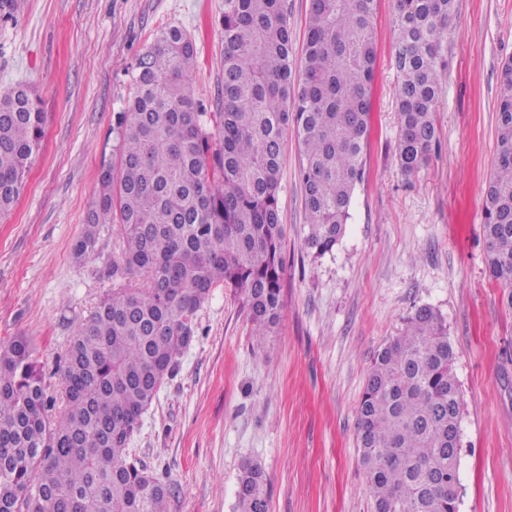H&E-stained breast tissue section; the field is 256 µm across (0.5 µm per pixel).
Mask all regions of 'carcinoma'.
<instances>
[{"mask_svg": "<svg viewBox=\"0 0 512 512\" xmlns=\"http://www.w3.org/2000/svg\"><path fill=\"white\" fill-rule=\"evenodd\" d=\"M454 0H395L397 163L410 177L438 135L442 42ZM377 0H310L299 83L292 80L287 0H224V111L190 93L194 47L179 26L157 31L131 71L134 94L116 113V161L74 244L82 256L100 226L119 224L114 288L73 336L64 366L67 410L49 414L28 339L0 348V512H169L170 490L128 445L179 356L194 316L224 286L254 336L281 310L283 135L301 143L306 249L333 251L365 171L376 66ZM215 123V131L208 129ZM34 91L0 92V213L11 211L44 136ZM497 139L484 200L488 269L512 313V57L501 65ZM456 350L442 316L420 306L377 352L357 405V442L373 512H458L462 403ZM266 480L242 468L236 512H268Z\"/></svg>", "mask_w": 512, "mask_h": 512, "instance_id": "1", "label": "carcinoma"}]
</instances>
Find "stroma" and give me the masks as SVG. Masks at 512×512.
Masks as SVG:
<instances>
[{"label": "stroma", "mask_w": 512, "mask_h": 512, "mask_svg": "<svg viewBox=\"0 0 512 512\" xmlns=\"http://www.w3.org/2000/svg\"><path fill=\"white\" fill-rule=\"evenodd\" d=\"M224 0H25L0 20V91L31 87L46 114L16 206L0 215V346L30 340L56 411L59 371L82 320L113 288L119 225L76 257L130 71L156 31L191 37V93L223 111ZM366 177L344 235L313 257L300 143L284 133L283 309L256 341L238 298L215 288L129 447L170 489L169 512H235L244 463L269 512H372L356 409L377 351L416 308L443 317L462 400L458 512H512V313L487 268L483 201L494 157L499 70L512 56V0H455L435 118L439 143L414 177L397 164L391 0H378Z\"/></svg>", "instance_id": "35a3bbf8"}]
</instances>
